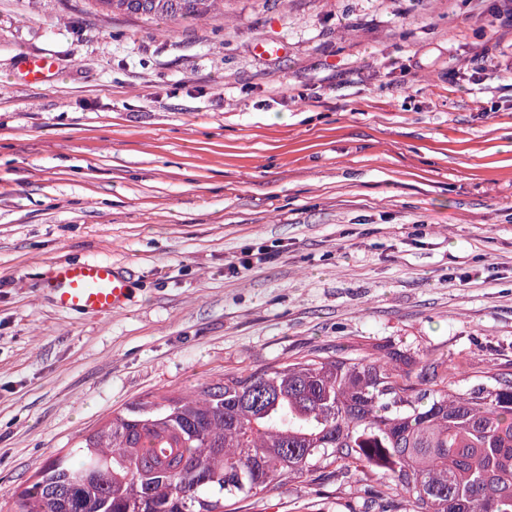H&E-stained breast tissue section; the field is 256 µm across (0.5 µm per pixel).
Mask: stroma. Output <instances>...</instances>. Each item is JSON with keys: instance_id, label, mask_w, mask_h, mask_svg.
<instances>
[{"instance_id": "1", "label": "stroma", "mask_w": 512, "mask_h": 512, "mask_svg": "<svg viewBox=\"0 0 512 512\" xmlns=\"http://www.w3.org/2000/svg\"><path fill=\"white\" fill-rule=\"evenodd\" d=\"M224 10L169 33L0 0L1 508L113 412L313 349L512 368V0ZM42 55L54 79L23 81ZM86 259L125 271L122 309H56L53 265ZM368 498L324 479L238 512Z\"/></svg>"}]
</instances>
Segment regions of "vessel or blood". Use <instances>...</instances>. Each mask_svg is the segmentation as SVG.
Here are the masks:
<instances>
[{
	"mask_svg": "<svg viewBox=\"0 0 512 512\" xmlns=\"http://www.w3.org/2000/svg\"><path fill=\"white\" fill-rule=\"evenodd\" d=\"M27 74L34 83L49 78L53 58L29 57L25 60ZM56 308L63 312L111 313L128 299L125 278L107 260L72 261L57 265L48 282Z\"/></svg>",
	"mask_w": 512,
	"mask_h": 512,
	"instance_id": "vessel-or-blood-1",
	"label": "vessel or blood"
}]
</instances>
